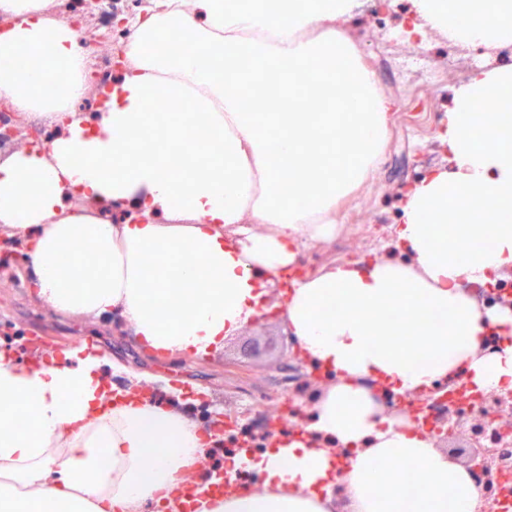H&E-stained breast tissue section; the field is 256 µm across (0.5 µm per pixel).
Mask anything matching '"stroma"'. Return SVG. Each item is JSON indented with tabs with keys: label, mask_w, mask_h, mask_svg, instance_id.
<instances>
[{
	"label": "stroma",
	"mask_w": 512,
	"mask_h": 512,
	"mask_svg": "<svg viewBox=\"0 0 512 512\" xmlns=\"http://www.w3.org/2000/svg\"><path fill=\"white\" fill-rule=\"evenodd\" d=\"M408 4L409 0H393L390 11L382 12L378 0H358L355 13L339 26L344 35L352 37L368 69L395 103L377 164L361 187L337 207L340 218L356 212L373 223L386 225L389 236L379 247L354 245L344 258L350 262L377 257L406 260L395 238L402 222L400 198L427 172L448 166V154L438 134L445 125L448 102L457 84H449L437 96L426 90L403 91L400 75L388 63L390 48L373 35L379 28L408 26ZM0 249L14 257L10 264L0 261V353L15 362H32L74 345L100 347L112 363L115 389H126L133 378H140L155 400L174 401L179 410L198 422H214L234 414L255 392L278 393L286 387L294 346L283 320L247 325L227 338L223 349L206 361L161 355L151 358L138 347L132 329L120 319L64 315L40 302L32 288L8 286L9 277L27 264V244L21 240Z\"/></svg>",
	"instance_id": "35a3bbf8"
}]
</instances>
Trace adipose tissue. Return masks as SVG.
I'll list each match as a JSON object with an SVG mask.
<instances>
[{
	"label": "adipose tissue",
	"instance_id": "ef3b65f1",
	"mask_svg": "<svg viewBox=\"0 0 512 512\" xmlns=\"http://www.w3.org/2000/svg\"><path fill=\"white\" fill-rule=\"evenodd\" d=\"M52 0H0V96L63 115L44 147L0 159V235L31 244L38 297L64 315L119 314L148 354L207 358L266 309L267 284L303 238L336 234V205L377 163L391 103L334 22L357 0H150L123 72L91 117L76 31ZM415 33L474 47L512 44V0H410ZM55 84L56 96L42 93ZM275 106L245 110L254 87ZM313 103L294 112L296 98ZM185 104L157 112V101ZM496 110L475 121L478 103ZM448 168L404 195L397 238L409 259L342 264L294 281L283 319L304 356L336 378L313 432L274 439L254 489L202 512H333L337 444L348 454V512H474L469 470L404 425L365 380L419 393L462 374L512 390V310L464 290L512 269V66L473 71L448 106ZM139 223H110L113 204ZM72 272H65L62 258ZM388 321L390 339H370ZM494 329L500 345L486 352ZM421 340L411 345L409 332ZM106 356L75 346L52 362L0 354V512H177L206 446L169 407L114 392ZM31 419L27 429L19 416Z\"/></svg>",
	"mask_w": 512,
	"mask_h": 512
}]
</instances>
